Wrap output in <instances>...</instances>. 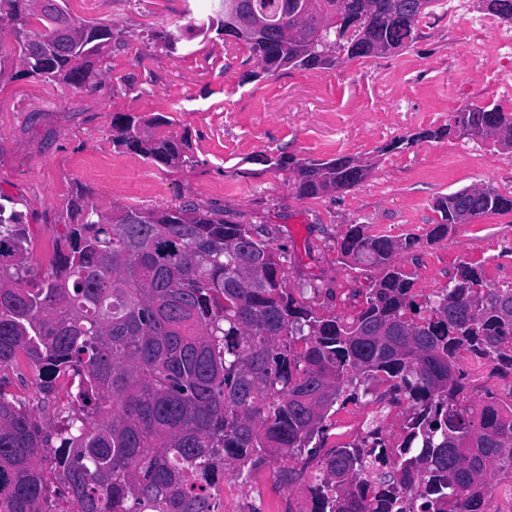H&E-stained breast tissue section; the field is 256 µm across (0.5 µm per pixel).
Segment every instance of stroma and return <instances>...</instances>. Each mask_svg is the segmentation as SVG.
<instances>
[{"instance_id": "obj_1", "label": "stroma", "mask_w": 512, "mask_h": 512, "mask_svg": "<svg viewBox=\"0 0 512 512\" xmlns=\"http://www.w3.org/2000/svg\"><path fill=\"white\" fill-rule=\"evenodd\" d=\"M212 9L211 0H78L76 16L121 33L105 55L101 89L30 78L0 83V193L24 203L32 267H48L61 230L58 214L81 186L104 210L188 200L224 219L263 226L283 257L287 287L342 317L357 313L368 286L337 250L351 224L369 225L377 235H421L419 247L399 258L420 296L445 287L463 262L481 267L489 284H512V213L457 225L440 241L425 238L439 221L437 196L463 188L512 196V150L489 140L422 136L472 104L512 110V89L491 79L495 69H512V56L497 52L495 34L487 35L483 53H472L440 8L409 48L261 78L249 76L245 47L217 34L173 54L148 43L149 31ZM118 113L167 118L166 132L189 141L196 165L160 168L114 148ZM282 154L350 157L371 171L356 188L302 199L284 172L264 162ZM8 377L41 420L53 424L64 416L63 390L44 391L35 370L25 366ZM328 422L329 444L342 445L374 423L396 434L403 418L397 410L375 413L363 397L337 407ZM276 468L266 464L260 493L231 481L238 512H286L288 492L276 483Z\"/></svg>"}]
</instances>
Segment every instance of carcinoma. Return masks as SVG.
Segmentation results:
<instances>
[{
  "label": "carcinoma",
  "instance_id": "obj_1",
  "mask_svg": "<svg viewBox=\"0 0 512 512\" xmlns=\"http://www.w3.org/2000/svg\"><path fill=\"white\" fill-rule=\"evenodd\" d=\"M184 28L148 35L174 53L185 39L224 35L249 52L251 74L331 68L411 46L440 0H229ZM65 0H0V79L62 80L101 87L98 67L112 25L73 17L60 41ZM512 28V0H478ZM454 124L474 139L512 147V111L466 107ZM167 121L112 120V145L158 167L196 165ZM275 167L294 174L302 199L350 190L368 168L338 157ZM20 201L0 194V512H219L224 475L253 482L271 458L277 483L301 484L297 462L315 465L312 512H488L491 475L512 471V402L469 394L461 352L512 372V286L487 284L466 263L448 286L416 302L398 256L419 247L409 232L375 235L349 224L342 259L375 273L350 319L325 314L285 285L264 229L230 222L192 203L110 212L77 188L65 200L63 233L40 272ZM440 221L426 239L459 224L512 213V197L463 188L436 198ZM25 360L44 378L77 380L67 416L46 425L9 389L2 372ZM385 387L404 410L392 444L378 426L326 447L327 418L359 398L357 381Z\"/></svg>",
  "mask_w": 512,
  "mask_h": 512
}]
</instances>
